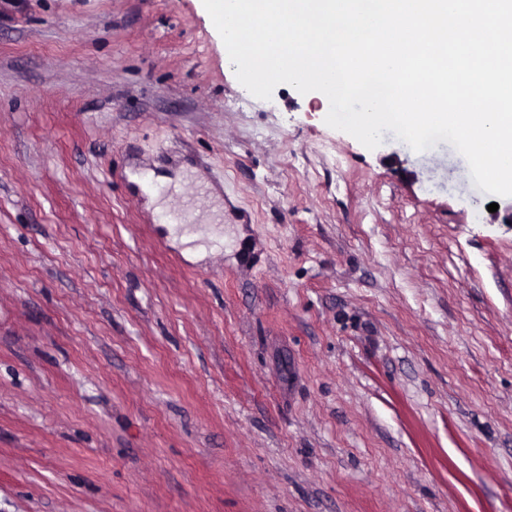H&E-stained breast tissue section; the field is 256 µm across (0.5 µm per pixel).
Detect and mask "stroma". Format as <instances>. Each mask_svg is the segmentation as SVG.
I'll return each instance as SVG.
<instances>
[{
	"label": "stroma",
	"mask_w": 512,
	"mask_h": 512,
	"mask_svg": "<svg viewBox=\"0 0 512 512\" xmlns=\"http://www.w3.org/2000/svg\"><path fill=\"white\" fill-rule=\"evenodd\" d=\"M235 71L203 0H0V512H512V199Z\"/></svg>",
	"instance_id": "stroma-1"
}]
</instances>
